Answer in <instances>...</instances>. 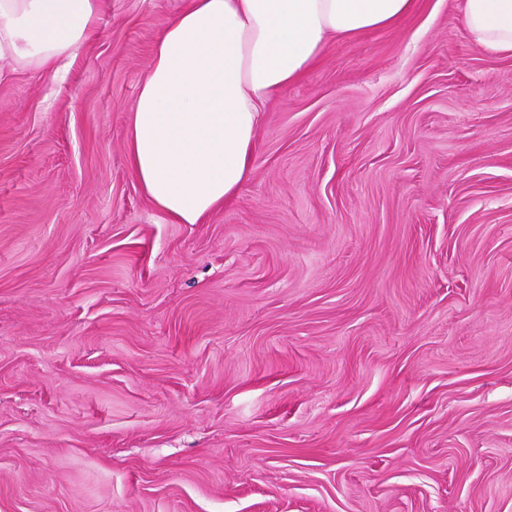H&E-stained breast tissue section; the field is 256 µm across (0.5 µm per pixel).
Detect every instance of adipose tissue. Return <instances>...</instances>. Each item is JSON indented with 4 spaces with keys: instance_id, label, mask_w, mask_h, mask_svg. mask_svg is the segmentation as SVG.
Instances as JSON below:
<instances>
[{
    "instance_id": "adipose-tissue-1",
    "label": "adipose tissue",
    "mask_w": 512,
    "mask_h": 512,
    "mask_svg": "<svg viewBox=\"0 0 512 512\" xmlns=\"http://www.w3.org/2000/svg\"><path fill=\"white\" fill-rule=\"evenodd\" d=\"M413 0H189L160 32L129 115L127 156L152 205L199 224L249 179L261 112L331 38L394 25ZM103 0H0V63L63 80ZM485 51L512 56V0H463Z\"/></svg>"
}]
</instances>
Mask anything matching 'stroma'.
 Returning a JSON list of instances; mask_svg holds the SVG:
<instances>
[{"mask_svg": "<svg viewBox=\"0 0 512 512\" xmlns=\"http://www.w3.org/2000/svg\"><path fill=\"white\" fill-rule=\"evenodd\" d=\"M185 3L0 70V512H512V57L459 0L330 40L175 224L126 137Z\"/></svg>", "mask_w": 512, "mask_h": 512, "instance_id": "stroma-1", "label": "stroma"}]
</instances>
